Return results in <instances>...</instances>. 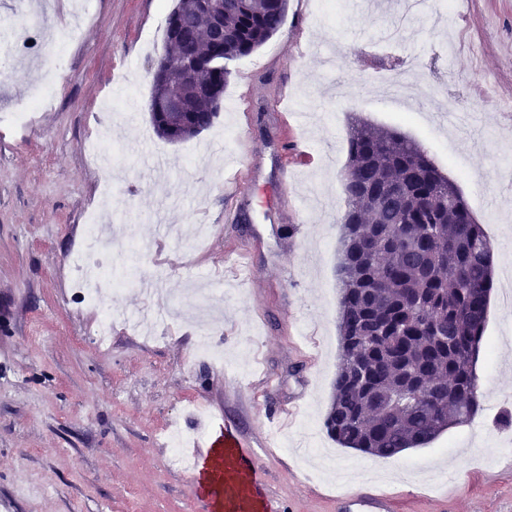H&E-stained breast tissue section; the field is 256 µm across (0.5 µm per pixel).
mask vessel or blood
<instances>
[{
	"label": "vessel or blood",
	"mask_w": 512,
	"mask_h": 512,
	"mask_svg": "<svg viewBox=\"0 0 512 512\" xmlns=\"http://www.w3.org/2000/svg\"><path fill=\"white\" fill-rule=\"evenodd\" d=\"M197 493L210 512H273L253 456L233 431L208 437L194 457ZM347 512H392V502L380 495H346Z\"/></svg>",
	"instance_id": "1"
}]
</instances>
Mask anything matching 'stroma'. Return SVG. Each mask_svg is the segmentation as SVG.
Listing matches in <instances>:
<instances>
[{
    "label": "stroma",
    "mask_w": 512,
    "mask_h": 512,
    "mask_svg": "<svg viewBox=\"0 0 512 512\" xmlns=\"http://www.w3.org/2000/svg\"><path fill=\"white\" fill-rule=\"evenodd\" d=\"M0 0V19L40 13L64 29L75 0ZM175 0H88L67 55L18 60L0 80V498L15 512H206L190 471L158 439L215 418L255 457L285 512H336L343 494L389 497L393 512H512V135L493 101L512 100V0H288L286 28L235 62L213 126L169 143L148 101ZM300 28L302 51L288 31ZM62 74L52 108L16 126L7 114ZM481 125L458 130L419 89ZM414 138L460 189L493 245V280L476 370L481 407L424 448L372 457L323 428L340 356L336 264L352 116ZM245 183L227 195L225 171ZM236 212L224 221L225 208ZM133 256L137 277L173 297L222 289L216 318L153 323L139 287L111 300L108 349L73 297L71 261L85 216ZM224 362L192 359L199 333ZM236 379L240 393L224 391ZM291 417L277 419L290 402Z\"/></svg>",
    "instance_id": "stroma-1"
}]
</instances>
